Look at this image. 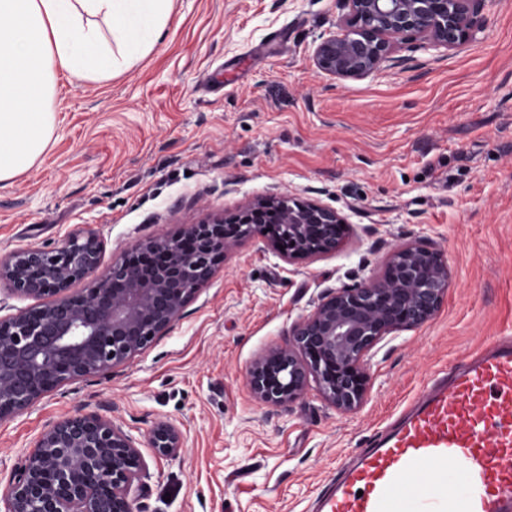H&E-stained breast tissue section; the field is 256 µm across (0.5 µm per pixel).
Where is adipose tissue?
I'll return each mask as SVG.
<instances>
[{"instance_id": "ef3b65f1", "label": "adipose tissue", "mask_w": 512, "mask_h": 512, "mask_svg": "<svg viewBox=\"0 0 512 512\" xmlns=\"http://www.w3.org/2000/svg\"><path fill=\"white\" fill-rule=\"evenodd\" d=\"M175 0H0V183L54 139L55 79H111L149 55Z\"/></svg>"}]
</instances>
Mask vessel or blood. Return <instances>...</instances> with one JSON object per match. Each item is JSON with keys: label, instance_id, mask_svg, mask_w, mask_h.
I'll return each mask as SVG.
<instances>
[{"label": "vessel or blood", "instance_id": "obj_1", "mask_svg": "<svg viewBox=\"0 0 512 512\" xmlns=\"http://www.w3.org/2000/svg\"><path fill=\"white\" fill-rule=\"evenodd\" d=\"M316 512H512V336L448 371L345 463Z\"/></svg>", "mask_w": 512, "mask_h": 512}]
</instances>
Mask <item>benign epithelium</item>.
<instances>
[{
	"instance_id": "benign-epithelium-1",
	"label": "benign epithelium",
	"mask_w": 512,
	"mask_h": 512,
	"mask_svg": "<svg viewBox=\"0 0 512 512\" xmlns=\"http://www.w3.org/2000/svg\"><path fill=\"white\" fill-rule=\"evenodd\" d=\"M483 0H343L350 30L322 39L315 48L319 71L339 80L359 79L392 58L401 41L415 36L433 48L471 37ZM288 255L335 250L340 239L336 210L301 206L287 197L260 200L235 224L220 218L194 224L184 235H159L141 245L159 250L164 264L152 268L125 253L102 267V242L87 229L52 250L24 248L0 259V283L22 295L53 302L0 320V420L31 407L50 391L79 378L103 375L126 363L166 332L210 277L216 257L262 233L258 213L270 206ZM382 280L323 295L291 330L288 347L258 358L250 386L263 401L300 398L309 380L336 409L351 412L363 400L362 364L385 336L427 322L448 291L442 256L413 244L394 247ZM83 279L94 288L70 293ZM157 457L176 458L180 430L159 422L150 431ZM138 442L112 417L78 411L45 429L25 453L9 486L0 493L4 512H132L131 492L146 475Z\"/></svg>"
}]
</instances>
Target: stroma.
I'll return each mask as SVG.
<instances>
[{
    "label": "stroma",
    "instance_id": "stroma-1",
    "mask_svg": "<svg viewBox=\"0 0 512 512\" xmlns=\"http://www.w3.org/2000/svg\"><path fill=\"white\" fill-rule=\"evenodd\" d=\"M344 16L341 0H175L132 69L59 74L52 144L0 184V259L90 227L108 265L264 196L335 209L343 232L336 250L295 259L269 235L243 240L131 361L0 421V490L49 423L83 409L139 442L133 512H312L435 371L512 335V0H485L467 42L408 41L339 81L314 51ZM399 243L439 252L448 291L428 322L371 350L362 404L339 412L313 382L291 403L257 399L254 360L288 345L321 295L382 277ZM161 421L183 435L177 458L149 447Z\"/></svg>",
    "mask_w": 512,
    "mask_h": 512
}]
</instances>
